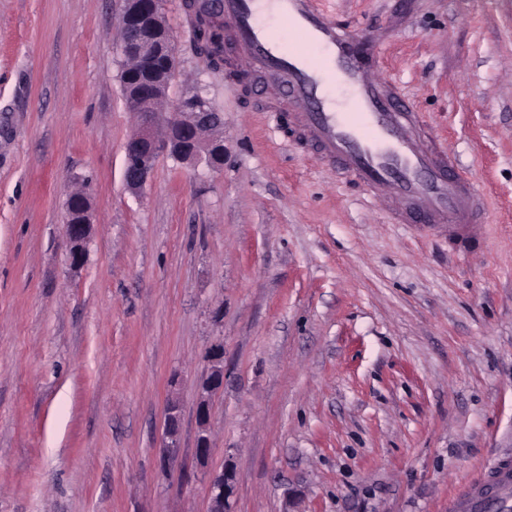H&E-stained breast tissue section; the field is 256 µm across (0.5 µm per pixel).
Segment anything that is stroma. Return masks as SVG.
I'll use <instances>...</instances> for the list:
<instances>
[{"label": "stroma", "instance_id": "1", "mask_svg": "<svg viewBox=\"0 0 512 512\" xmlns=\"http://www.w3.org/2000/svg\"><path fill=\"white\" fill-rule=\"evenodd\" d=\"M184 3H165L169 98L212 99L224 168L163 156L134 194L119 0H0V512H208L226 465L232 512H448L512 457V0L331 4L361 27L402 11L382 74L485 197L465 257L278 132L275 97L209 66ZM87 179L75 267L65 198ZM209 363L208 373L202 384V392L196 406L199 432L196 442V455L201 461H206L210 451V441L206 433V425L210 417V400L212 394L224 386V351L220 345H215L206 355ZM179 432L180 408L176 403L171 402L165 412L162 440V462L167 470H170L177 463L181 455ZM235 473L225 466L208 476L210 506L208 512H230L229 499L234 492Z\"/></svg>", "mask_w": 512, "mask_h": 512}]
</instances>
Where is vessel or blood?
I'll use <instances>...</instances> for the list:
<instances>
[{
  "instance_id": "vessel-or-blood-1",
  "label": "vessel or blood",
  "mask_w": 512,
  "mask_h": 512,
  "mask_svg": "<svg viewBox=\"0 0 512 512\" xmlns=\"http://www.w3.org/2000/svg\"><path fill=\"white\" fill-rule=\"evenodd\" d=\"M224 35L246 71L279 91L319 159L395 221L423 235L469 239L483 213L468 168L432 141L399 80L379 69L390 28L351 29L323 0H220ZM512 506L504 458L448 502V512Z\"/></svg>"
}]
</instances>
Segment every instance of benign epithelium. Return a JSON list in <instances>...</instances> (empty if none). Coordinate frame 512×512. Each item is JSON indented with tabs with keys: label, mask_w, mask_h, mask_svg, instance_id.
I'll list each match as a JSON object with an SVG mask.
<instances>
[{
	"label": "benign epithelium",
	"mask_w": 512,
	"mask_h": 512,
	"mask_svg": "<svg viewBox=\"0 0 512 512\" xmlns=\"http://www.w3.org/2000/svg\"><path fill=\"white\" fill-rule=\"evenodd\" d=\"M121 11L113 51L131 66L121 74L127 109L138 117V129L124 146L123 180L139 192L145 186L159 157L181 162H203L212 171L224 166L223 118L211 99L200 90L172 102L170 80L176 69V49L167 25L165 0H121ZM67 209L72 219L65 224V236L73 265L84 260V244L90 235V204L87 196L69 194ZM208 373L196 406L199 432L196 455L206 461L210 441L206 425L212 394L224 386V351L216 345L206 355ZM180 408L171 402L164 418L162 462L169 470L180 458ZM235 473L224 467L208 476V512H230Z\"/></svg>",
	"instance_id": "obj_1"
}]
</instances>
